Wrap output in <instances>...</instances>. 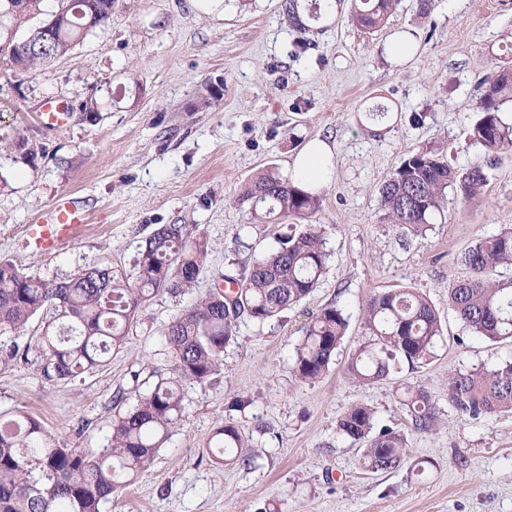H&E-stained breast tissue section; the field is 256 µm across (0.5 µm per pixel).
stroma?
<instances>
[{
    "mask_svg": "<svg viewBox=\"0 0 512 512\" xmlns=\"http://www.w3.org/2000/svg\"><path fill=\"white\" fill-rule=\"evenodd\" d=\"M320 13L297 32L282 0H227L223 17L190 0H117L112 18L66 56L17 74L0 65V259L44 279L87 266L134 270L140 244L163 224H195L210 251L195 292L156 296L125 344L104 366L71 380L45 379L37 314L0 346L27 354L0 366V414L37 418L49 444L106 448L117 392L154 362L166 326L198 294L239 276L275 244L279 227L251 219L240 196L258 173L286 175L315 138L334 148L329 186L313 217L329 266L318 288L281 317L242 318L221 370L184 383V417L151 466L102 512H512V411L475 419L448 401L456 372L490 370L512 357L465 329L448 290L467 274L460 257L476 240L512 226V153L488 169L479 196L449 192L425 234L401 235L383 218L379 189L403 158L431 150L463 169L484 162L467 136L482 82L512 57V0H400L382 28L353 19L352 0ZM405 35L417 46L403 63L387 45ZM73 110L61 128H44V100ZM96 112L83 115L87 103ZM384 117H374L377 107ZM25 140V151L14 148ZM85 212L76 236L47 252L27 227L53 204ZM412 286L439 311L443 336L434 357L388 379L359 384L347 364L367 339L362 307L376 292ZM336 305L349 332L326 375L296 380L294 347L312 313ZM424 389L439 424L415 432L398 387ZM369 405L377 425L407 439L400 467L372 473L362 451L336 433L351 406ZM234 422L253 448L247 463L218 465L208 446Z\"/></svg>",
    "mask_w": 512,
    "mask_h": 512,
    "instance_id": "stroma-1",
    "label": "stroma"
}]
</instances>
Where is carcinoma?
<instances>
[{
	"label": "carcinoma",
	"mask_w": 512,
	"mask_h": 512,
	"mask_svg": "<svg viewBox=\"0 0 512 512\" xmlns=\"http://www.w3.org/2000/svg\"><path fill=\"white\" fill-rule=\"evenodd\" d=\"M12 12L0 0V62L19 73L66 55L78 42L104 26L114 0H61L50 14L54 38L33 54L3 45L7 32L43 14L44 0H26ZM396 0H359L354 20L373 30L382 27ZM512 102V67L501 65L483 81L477 115L469 136L489 161L512 147V121L503 106ZM488 181L485 166L458 169L430 151L405 157L381 188L385 219L404 235L419 236L441 215L448 190L465 198L480 194ZM264 205L254 218L306 219L320 209V196L271 173L258 175L241 200ZM209 255V242L194 224H163L145 240L135 260V277L110 267L89 266L66 280L28 275L0 260V335L18 332L46 308L67 325L45 324L38 343L41 373L49 381L76 378L104 365L124 344L128 328L155 296L194 290ZM470 275L448 291V308L471 333L492 343L512 340V227L477 240L462 255ZM327 253L316 224L284 234L278 246L254 261L236 280L235 295L214 288L183 310L166 328L159 365L149 368L145 389L120 392L113 404L126 409L112 423L107 448H52L42 425L20 412L0 417V512H102V505L153 462L183 416L180 389L185 382L204 384L217 374L224 351L237 337L246 315L258 325L300 304L320 284ZM370 339L351 357L349 379L384 380L402 362L414 366L433 356L442 321L428 296L404 287L379 292L363 308ZM350 326L334 305L320 309L295 347L293 374L303 383L322 378ZM403 398L414 430L427 432L437 419L436 405L421 388L404 385ZM448 401L463 416L512 410V358L490 371L458 372L448 379ZM375 428V411L365 404L348 408L337 421L340 436L363 448V463L373 472L400 466L406 438L389 427ZM209 448L217 463L250 461L249 448L231 422L216 428Z\"/></svg>",
	"instance_id": "obj_1"
}]
</instances>
